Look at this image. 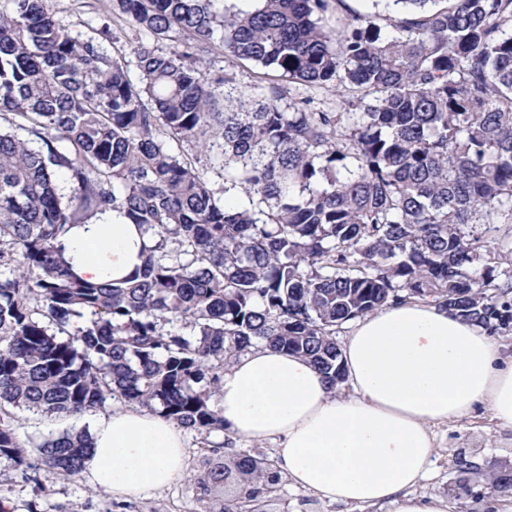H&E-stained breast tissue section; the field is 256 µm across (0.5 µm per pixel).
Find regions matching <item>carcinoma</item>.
Masks as SVG:
<instances>
[{
    "instance_id": "1",
    "label": "carcinoma",
    "mask_w": 512,
    "mask_h": 512,
    "mask_svg": "<svg viewBox=\"0 0 512 512\" xmlns=\"http://www.w3.org/2000/svg\"><path fill=\"white\" fill-rule=\"evenodd\" d=\"M254 2L109 0L142 35L136 83L110 24L80 38L49 0L0 6V464L69 479L93 448L85 428L29 453L18 410L78 419L118 398L222 433L224 366L258 344L338 386L336 330L387 305L512 331V252L487 246L512 227V0ZM247 64L277 77L257 97L235 94ZM281 80L354 111L284 109ZM111 212L154 247L132 277L80 281L60 238ZM484 480L511 493L512 466ZM281 485L266 455L230 451L193 483L203 512H269Z\"/></svg>"
}]
</instances>
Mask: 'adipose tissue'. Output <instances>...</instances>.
Wrapping results in <instances>:
<instances>
[{
    "mask_svg": "<svg viewBox=\"0 0 512 512\" xmlns=\"http://www.w3.org/2000/svg\"><path fill=\"white\" fill-rule=\"evenodd\" d=\"M61 243L77 278L105 282L132 275L152 239L112 213L72 227ZM342 360L347 396L302 356L266 345L239 355L216 396L226 438L273 444L291 486L356 512H450L446 496L412 493L430 473L433 428L485 408L512 431V354L476 324L411 301L356 320ZM92 435L87 477L115 499L185 473V432L157 413L112 408Z\"/></svg>",
    "mask_w": 512,
    "mask_h": 512,
    "instance_id": "adipose-tissue-1",
    "label": "adipose tissue"
}]
</instances>
